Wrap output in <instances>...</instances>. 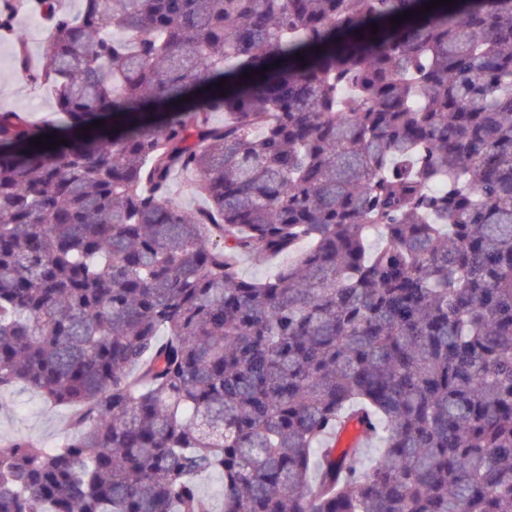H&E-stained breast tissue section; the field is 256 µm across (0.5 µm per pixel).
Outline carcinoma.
<instances>
[{
    "label": "carcinoma",
    "mask_w": 512,
    "mask_h": 512,
    "mask_svg": "<svg viewBox=\"0 0 512 512\" xmlns=\"http://www.w3.org/2000/svg\"><path fill=\"white\" fill-rule=\"evenodd\" d=\"M80 2L76 138L0 112V393L74 410L0 512H512V0ZM171 196L173 201L185 210L202 208L205 201L190 191L189 177L185 174H176L171 183ZM239 272L247 278L261 279L273 274L281 266L288 264V255L270 260L258 261L248 256H242L238 260Z\"/></svg>",
    "instance_id": "obj_1"
}]
</instances>
